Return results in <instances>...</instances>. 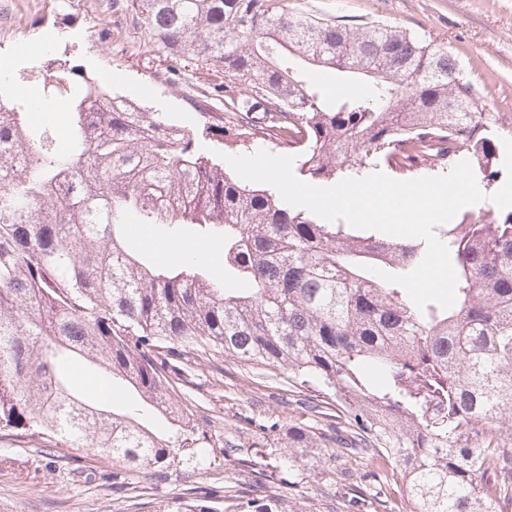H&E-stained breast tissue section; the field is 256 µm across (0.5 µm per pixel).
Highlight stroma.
<instances>
[{
    "mask_svg": "<svg viewBox=\"0 0 512 512\" xmlns=\"http://www.w3.org/2000/svg\"><path fill=\"white\" fill-rule=\"evenodd\" d=\"M0 0V71L8 83L24 81L31 94H41L46 65L61 59L81 66L84 73L137 100L153 112H165L176 123L194 126L197 108L179 82L165 84L155 77L161 63L150 52L126 8L127 0ZM292 10H306L347 20L368 18L392 23L420 37L445 42L457 56L487 107L497 119L500 139H512V0H283ZM221 383L211 369L188 355L183 369L193 406L184 411V431L190 449L203 452L194 464L189 451L176 456L160 475L141 478L136 489L112 485L119 465L106 457L93 462L92 479L74 476L83 467L86 449L68 448L47 454L35 439L0 433V512H165L167 505L211 490L216 508L224 506V479L233 477L238 492H248L254 477L236 456L224 454V439L236 433L246 418L280 415L286 376L268 369L248 375L232 359L223 364ZM264 454L279 479L276 491L287 512H303L316 502L320 512L341 497L354 501L352 512H365L359 489L365 488L366 461L351 458L349 476L328 467L304 487L288 486L281 448Z\"/></svg>",
    "mask_w": 512,
    "mask_h": 512,
    "instance_id": "obj_1",
    "label": "stroma"
}]
</instances>
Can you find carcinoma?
<instances>
[{
    "label": "carcinoma",
    "instance_id": "carcinoma-1",
    "mask_svg": "<svg viewBox=\"0 0 512 512\" xmlns=\"http://www.w3.org/2000/svg\"><path fill=\"white\" fill-rule=\"evenodd\" d=\"M163 57L161 77L192 68L202 129L169 120L59 64L63 143L25 117L49 104L0 94V431L46 448H88L149 474L175 457L171 425L183 356L214 373L228 358L288 372L313 404L336 403L347 439L313 420L263 429L305 483L321 462L361 454L372 512H512V211L486 202L436 227L457 274L456 299L419 309L406 290L362 269L413 270L418 238L327 222L224 171L199 139L262 140L296 156L306 182L373 166L401 173L467 154L500 175L494 113L445 43L380 21L290 12L277 0H131ZM363 87L334 101L316 74ZM138 225L175 241L191 226L224 265L131 251ZM78 358L103 392L67 372ZM386 373L376 385L366 367ZM302 448H327L317 459ZM259 495L224 489V512H281L264 456ZM206 491L171 512H217Z\"/></svg>",
    "mask_w": 512,
    "mask_h": 512
}]
</instances>
